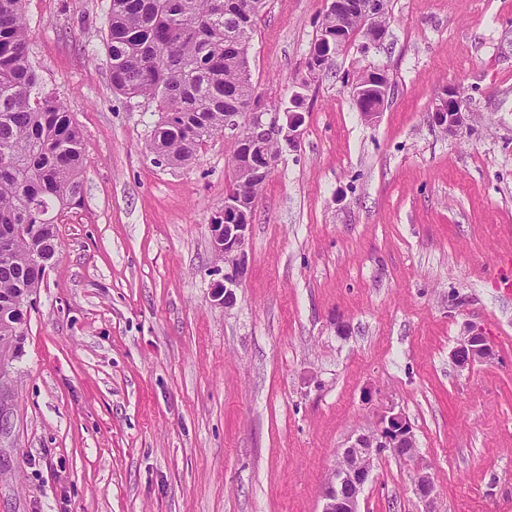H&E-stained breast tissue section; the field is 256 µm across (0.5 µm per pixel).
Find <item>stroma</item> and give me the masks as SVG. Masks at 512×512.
<instances>
[{
  "label": "stroma",
  "instance_id": "obj_1",
  "mask_svg": "<svg viewBox=\"0 0 512 512\" xmlns=\"http://www.w3.org/2000/svg\"><path fill=\"white\" fill-rule=\"evenodd\" d=\"M108 0H25L30 57L83 133L82 205L0 368V512H319L387 408L411 459L381 456L359 512H512V0H387L311 83L296 145L256 201L237 302L214 298L209 224L234 141L155 166L152 112L112 90ZM328 0H267L249 50L268 110L307 72ZM390 95L365 120L358 76ZM459 86L470 118L431 110ZM481 330L493 360L457 367ZM431 112L434 122L449 132L464 126L469 117L461 90L452 85L443 89Z\"/></svg>",
  "mask_w": 512,
  "mask_h": 512
}]
</instances>
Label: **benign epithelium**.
I'll return each instance as SVG.
<instances>
[{"mask_svg": "<svg viewBox=\"0 0 512 512\" xmlns=\"http://www.w3.org/2000/svg\"><path fill=\"white\" fill-rule=\"evenodd\" d=\"M385 8L386 0H330L327 13L336 19V51H341L360 35L370 44L383 41L387 29L380 24V18L385 15ZM357 10L363 14V26L350 33L347 21ZM308 88L309 85L301 83L292 92L290 99L297 105L293 106L291 112H236L226 116L225 129L247 147L246 158L233 159V170L244 167L256 177L270 176L275 160L266 153V140L289 145L298 143L304 122L298 106L303 104ZM389 91V81L380 73L374 74L359 88L358 107L363 116L372 120L377 115L367 106V94L373 93L384 99ZM468 117L461 90L452 85L443 89L432 109L434 122L454 132L466 124ZM254 210L255 201L240 193L237 200L224 202V223L210 225L212 249L224 261V276L216 280L214 288L216 297L226 308L235 304L236 290L242 287L249 270L247 244ZM493 356L494 349L486 336L473 328L466 331L452 353L455 364L460 368H469ZM413 448L414 434L406 417L401 412L389 409L377 433L359 436L344 449L343 456L355 459L356 465L333 470L322 492L321 512H359V497L369 481L375 460L388 451L407 457ZM415 490L422 501L428 504L432 502L436 489L428 473L417 474Z\"/></svg>", "mask_w": 512, "mask_h": 512, "instance_id": "1", "label": "benign epithelium"}]
</instances>
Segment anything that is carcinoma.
I'll list each match as a JSON object with an SVG mask.
<instances>
[{"instance_id": "1", "label": "carcinoma", "mask_w": 512, "mask_h": 512, "mask_svg": "<svg viewBox=\"0 0 512 512\" xmlns=\"http://www.w3.org/2000/svg\"><path fill=\"white\" fill-rule=\"evenodd\" d=\"M110 0L105 45L112 89L158 119L153 163L181 168L224 135V113L261 107L249 49L264 0ZM23 0H0V345L23 335L20 300L37 292L58 247L52 217L81 206L83 135L71 107L30 61ZM310 53L336 54L325 15ZM257 198L264 180L234 177Z\"/></svg>"}]
</instances>
